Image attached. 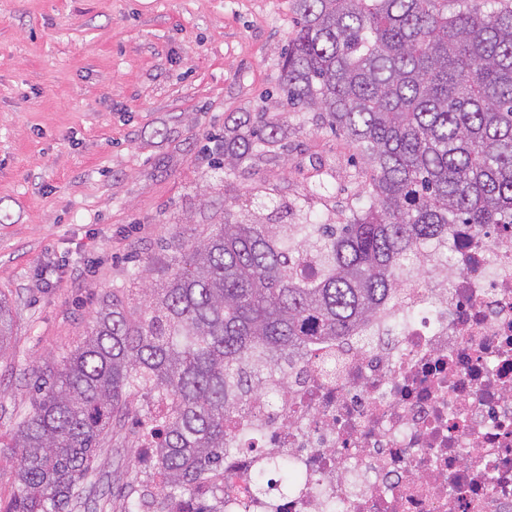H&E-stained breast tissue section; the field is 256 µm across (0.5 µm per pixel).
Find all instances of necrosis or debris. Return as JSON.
Listing matches in <instances>:
<instances>
[{
	"label": "necrosis or debris",
	"instance_id": "1",
	"mask_svg": "<svg viewBox=\"0 0 512 512\" xmlns=\"http://www.w3.org/2000/svg\"><path fill=\"white\" fill-rule=\"evenodd\" d=\"M371 336L315 342L239 404L224 512H512V244L453 225L448 274L397 289ZM302 486L253 490L259 457Z\"/></svg>",
	"mask_w": 512,
	"mask_h": 512
}]
</instances>
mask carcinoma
<instances>
[{
  "label": "carcinoma",
  "instance_id": "1",
  "mask_svg": "<svg viewBox=\"0 0 512 512\" xmlns=\"http://www.w3.org/2000/svg\"><path fill=\"white\" fill-rule=\"evenodd\" d=\"M295 13L283 99L359 152L369 205L343 224H269L283 202L249 188L181 244L135 309L96 310L62 367L36 376L13 437L21 488L4 512H65L119 415L157 439L154 512H224V419L279 359L366 335L397 281L448 267V225L512 226V4L295 0ZM274 147L288 143L267 113L227 118L216 180ZM12 328L0 300V350ZM274 468L276 489L295 486L293 463Z\"/></svg>",
  "mask_w": 512,
  "mask_h": 512
}]
</instances>
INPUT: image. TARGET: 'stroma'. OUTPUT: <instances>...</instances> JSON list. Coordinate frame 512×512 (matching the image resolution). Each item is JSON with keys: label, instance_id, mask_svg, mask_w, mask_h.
<instances>
[{"label": "stroma", "instance_id": "35a3bbf8", "mask_svg": "<svg viewBox=\"0 0 512 512\" xmlns=\"http://www.w3.org/2000/svg\"><path fill=\"white\" fill-rule=\"evenodd\" d=\"M294 0H0V299L13 328L0 352V503L20 487L11 447L34 408L35 371L82 341L90 316L158 287L181 240L245 188L277 185L295 224L320 159L340 174L312 218L367 207L362 162L310 114L279 109L288 149L220 189L201 151L228 116L279 100ZM132 423L108 434L68 512H127L138 496Z\"/></svg>", "mask_w": 512, "mask_h": 512}]
</instances>
